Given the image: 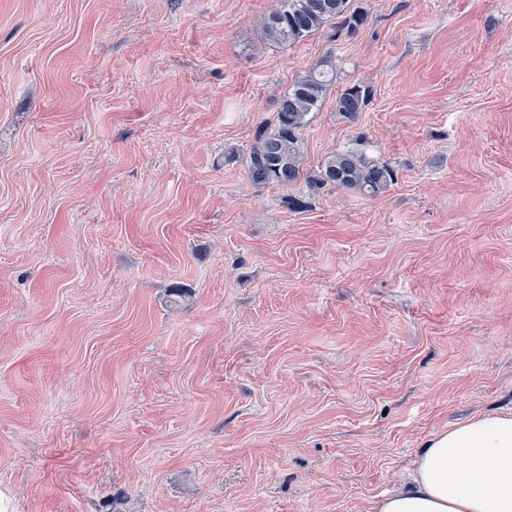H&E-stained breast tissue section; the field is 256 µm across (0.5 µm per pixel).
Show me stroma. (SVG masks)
Masks as SVG:
<instances>
[{
  "label": "stroma",
  "instance_id": "1",
  "mask_svg": "<svg viewBox=\"0 0 512 512\" xmlns=\"http://www.w3.org/2000/svg\"><path fill=\"white\" fill-rule=\"evenodd\" d=\"M274 3L0 0V512H370L512 412V0H357L293 45ZM326 56L305 168L363 135L397 181L249 187ZM374 90L371 85L354 82L347 85L337 96L336 113L346 122L354 123L373 100Z\"/></svg>",
  "mask_w": 512,
  "mask_h": 512
}]
</instances>
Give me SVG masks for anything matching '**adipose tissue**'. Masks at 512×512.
<instances>
[{"mask_svg": "<svg viewBox=\"0 0 512 512\" xmlns=\"http://www.w3.org/2000/svg\"><path fill=\"white\" fill-rule=\"evenodd\" d=\"M373 512H512V413L431 435L409 482L375 500Z\"/></svg>", "mask_w": 512, "mask_h": 512, "instance_id": "ef3b65f1", "label": "adipose tissue"}]
</instances>
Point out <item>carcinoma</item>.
<instances>
[{
    "label": "carcinoma",
    "instance_id": "carcinoma-1",
    "mask_svg": "<svg viewBox=\"0 0 512 512\" xmlns=\"http://www.w3.org/2000/svg\"><path fill=\"white\" fill-rule=\"evenodd\" d=\"M368 14L354 0H276L264 19L267 37L277 44H296L324 27L355 34ZM336 60L325 57L297 77L280 97L273 123L258 129L246 160V178L257 188L290 187L301 181L313 190L330 186L377 196L397 181V171L386 162L369 157L360 148L346 147L325 158L310 174L303 167L302 131L310 113L319 110L326 92L336 83ZM373 88L362 82L347 85L337 96L336 113L355 122L373 100Z\"/></svg>",
    "mask_w": 512,
    "mask_h": 512
}]
</instances>
